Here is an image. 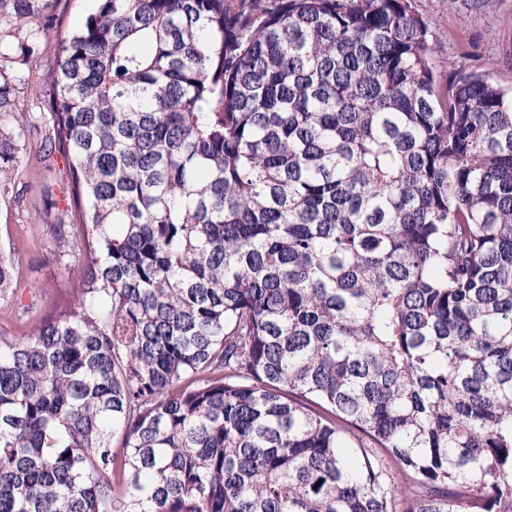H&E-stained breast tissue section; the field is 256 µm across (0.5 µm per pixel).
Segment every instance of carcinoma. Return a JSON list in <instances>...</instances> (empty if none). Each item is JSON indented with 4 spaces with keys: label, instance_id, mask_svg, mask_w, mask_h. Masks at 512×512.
Returning a JSON list of instances; mask_svg holds the SVG:
<instances>
[{
    "label": "carcinoma",
    "instance_id": "obj_1",
    "mask_svg": "<svg viewBox=\"0 0 512 512\" xmlns=\"http://www.w3.org/2000/svg\"><path fill=\"white\" fill-rule=\"evenodd\" d=\"M94 2L0 81L76 285L0 339V512H512V90L412 0Z\"/></svg>",
    "mask_w": 512,
    "mask_h": 512
}]
</instances>
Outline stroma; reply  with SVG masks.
Instances as JSON below:
<instances>
[{"label":"stroma","mask_w":512,"mask_h":512,"mask_svg":"<svg viewBox=\"0 0 512 512\" xmlns=\"http://www.w3.org/2000/svg\"><path fill=\"white\" fill-rule=\"evenodd\" d=\"M437 36V65L448 71L458 64L485 72L499 85L512 88V0H499L495 8L481 0H414ZM92 9V0H57L52 12V36L42 32L44 20L32 17L19 23L0 12V44L11 47L12 57L0 61V73L13 87L22 111H46L49 91L42 77L57 60V34L78 28ZM34 48L38 68L21 59L20 42ZM44 130H29L26 147L15 166L12 199L0 200V242L10 247L18 269L21 298L0 309V336L10 338L29 333L62 304L73 301V282L49 263L52 245L48 214L50 192L59 191L67 179L61 160L37 162Z\"/></svg>","instance_id":"35a3bbf8"}]
</instances>
